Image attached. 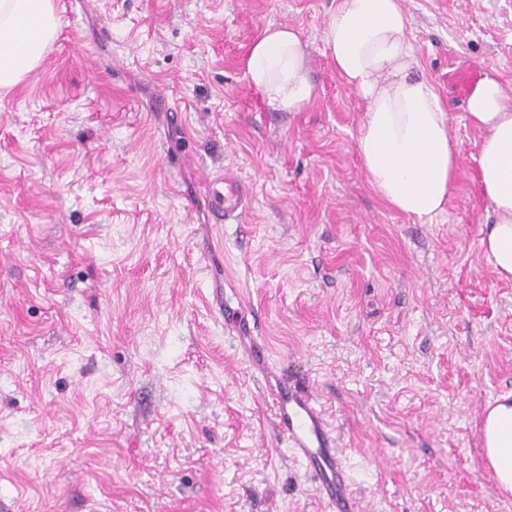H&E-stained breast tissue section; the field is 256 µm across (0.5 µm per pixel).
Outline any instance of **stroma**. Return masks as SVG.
<instances>
[{"instance_id": "stroma-1", "label": "stroma", "mask_w": 512, "mask_h": 512, "mask_svg": "<svg viewBox=\"0 0 512 512\" xmlns=\"http://www.w3.org/2000/svg\"><path fill=\"white\" fill-rule=\"evenodd\" d=\"M338 3L53 0L44 60L0 92L8 512H329L278 442L276 377L312 393L362 512H512L481 436L512 395V278L466 118L484 74L512 98V0H401L462 157L430 219L368 182L366 103L324 52ZM271 24L305 45L296 112L245 76ZM228 164L254 186L238 224L205 201Z\"/></svg>"}]
</instances>
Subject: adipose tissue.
I'll return each instance as SVG.
<instances>
[{"label":"adipose tissue","instance_id":"adipose-tissue-1","mask_svg":"<svg viewBox=\"0 0 512 512\" xmlns=\"http://www.w3.org/2000/svg\"><path fill=\"white\" fill-rule=\"evenodd\" d=\"M399 0H340L324 33L325 52L343 82L366 103L358 150L369 183L392 209L417 218L442 213L453 194L459 150L434 85L415 74ZM59 19L52 0H0V88L18 84L44 59ZM298 33L266 27L252 44L245 75L269 106L295 112L315 86ZM469 123L485 139L478 157L494 223L484 241L499 275L512 277V101L484 77L466 102ZM485 453L502 490L512 492V403L485 419Z\"/></svg>","mask_w":512,"mask_h":512}]
</instances>
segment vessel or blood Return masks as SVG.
<instances>
[{
	"mask_svg": "<svg viewBox=\"0 0 512 512\" xmlns=\"http://www.w3.org/2000/svg\"><path fill=\"white\" fill-rule=\"evenodd\" d=\"M253 185L241 171L225 166L223 174L210 178L206 199L216 223L237 224L248 213ZM275 407V428L293 456L313 475L316 491L334 512H358L346 490L345 469L326 431L312 397L290 380L281 378L269 386Z\"/></svg>",
	"mask_w": 512,
	"mask_h": 512,
	"instance_id": "1",
	"label": "vessel or blood"
}]
</instances>
